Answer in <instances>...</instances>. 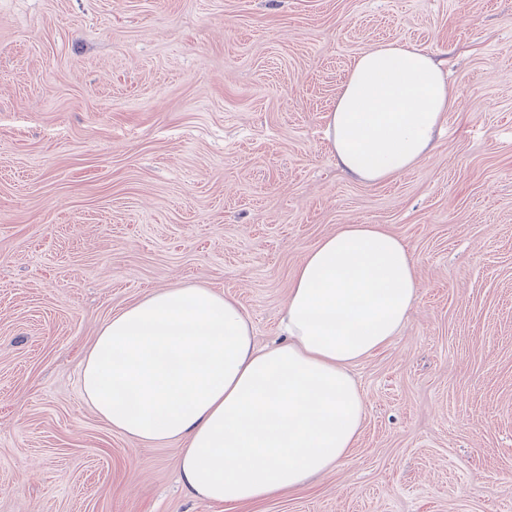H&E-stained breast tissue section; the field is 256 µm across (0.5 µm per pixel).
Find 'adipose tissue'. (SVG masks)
I'll use <instances>...</instances> for the list:
<instances>
[{
	"label": "adipose tissue",
	"mask_w": 512,
	"mask_h": 512,
	"mask_svg": "<svg viewBox=\"0 0 512 512\" xmlns=\"http://www.w3.org/2000/svg\"><path fill=\"white\" fill-rule=\"evenodd\" d=\"M455 97L421 48L377 44L353 60L326 115L338 167L365 183L424 159ZM403 242L346 224L311 247L283 304L285 343L260 347L240 303L205 286L153 292L101 327L82 369L87 402L141 441H186L184 490L262 502L331 472L362 430L351 367L387 346L418 291Z\"/></svg>",
	"instance_id": "ef3b65f1"
}]
</instances>
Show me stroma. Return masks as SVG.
<instances>
[{
	"mask_svg": "<svg viewBox=\"0 0 512 512\" xmlns=\"http://www.w3.org/2000/svg\"><path fill=\"white\" fill-rule=\"evenodd\" d=\"M412 44L456 97L433 151L367 184L325 115L354 57ZM407 245L400 333L353 366L362 432L296 494L215 505L181 444L84 400L101 326L189 284L264 345L304 252ZM0 512H512V0H0Z\"/></svg>",
	"mask_w": 512,
	"mask_h": 512,
	"instance_id": "obj_1",
	"label": "stroma"
}]
</instances>
